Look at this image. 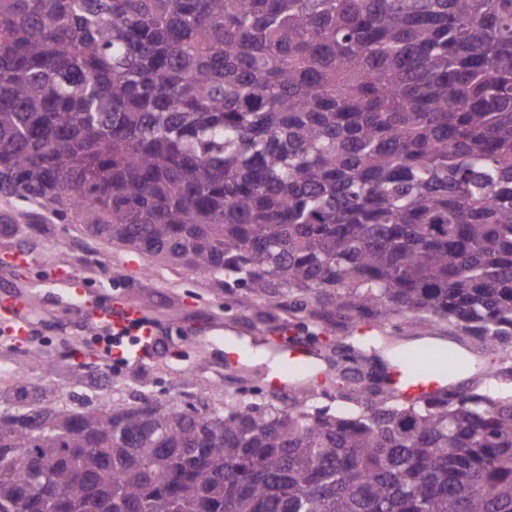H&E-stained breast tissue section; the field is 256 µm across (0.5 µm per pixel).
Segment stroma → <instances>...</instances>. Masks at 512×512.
Returning a JSON list of instances; mask_svg holds the SVG:
<instances>
[{
    "mask_svg": "<svg viewBox=\"0 0 512 512\" xmlns=\"http://www.w3.org/2000/svg\"><path fill=\"white\" fill-rule=\"evenodd\" d=\"M36 210L26 201L0 198V215L11 216L13 223L23 227L15 236H0V295L33 288L42 291L29 318L31 337L17 345L9 361L13 372L24 374L28 383L40 382L41 368L29 360L33 351L47 360L77 366L87 383L65 388L71 402L85 399L92 390L116 405L145 393L187 409L197 405L203 392L218 406L228 395L247 404L267 394L268 333L248 328L254 301L245 290L226 292L207 274L109 244L81 225L48 217L33 219ZM20 250L30 262L18 277L4 258ZM62 267L83 281L97 306H109L117 299L147 303L160 338L141 360H115L101 340L100 329L57 298L53 286ZM212 317L223 320L225 331L244 334L254 343L253 358L238 370L224 366L223 350L207 329Z\"/></svg>",
    "mask_w": 512,
    "mask_h": 512,
    "instance_id": "1",
    "label": "stroma"
}]
</instances>
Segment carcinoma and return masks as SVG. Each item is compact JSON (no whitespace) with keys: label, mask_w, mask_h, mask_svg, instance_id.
<instances>
[{"label":"carcinoma","mask_w":512,"mask_h":512,"mask_svg":"<svg viewBox=\"0 0 512 512\" xmlns=\"http://www.w3.org/2000/svg\"><path fill=\"white\" fill-rule=\"evenodd\" d=\"M0 195L276 308L438 336L473 379L188 412L46 380L0 512H512V0H0ZM492 343L491 360L475 357Z\"/></svg>","instance_id":"1"}]
</instances>
